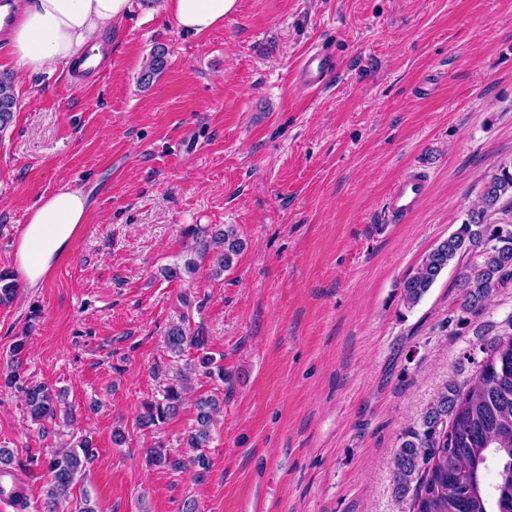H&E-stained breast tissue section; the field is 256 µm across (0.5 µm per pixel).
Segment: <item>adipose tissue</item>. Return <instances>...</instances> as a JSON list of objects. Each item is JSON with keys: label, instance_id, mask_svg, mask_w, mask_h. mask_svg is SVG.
Segmentation results:
<instances>
[{"label": "adipose tissue", "instance_id": "ef3b65f1", "mask_svg": "<svg viewBox=\"0 0 512 512\" xmlns=\"http://www.w3.org/2000/svg\"><path fill=\"white\" fill-rule=\"evenodd\" d=\"M130 8L131 0H25L8 32V49L27 73L47 72L60 63L78 65L87 51L106 46V31ZM236 8L237 0H166L175 27L196 36L223 25ZM90 215L87 197L76 190L57 191L32 209L16 249L29 287H39Z\"/></svg>", "mask_w": 512, "mask_h": 512}]
</instances>
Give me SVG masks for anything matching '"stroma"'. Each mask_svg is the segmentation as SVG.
<instances>
[{"instance_id":"obj_1","label":"stroma","mask_w":512,"mask_h":512,"mask_svg":"<svg viewBox=\"0 0 512 512\" xmlns=\"http://www.w3.org/2000/svg\"><path fill=\"white\" fill-rule=\"evenodd\" d=\"M109 60L17 71L18 108L0 134V270L30 208L60 189L87 195L76 232L36 289L0 306V363L27 335L22 369L64 391L96 458L59 502L89 494L97 512H403L392 461L448 380L469 384L484 358L478 329H512V288L460 314L446 272L414 308L403 280L446 239L512 163V0H238L210 34L182 33L163 0H133L113 25ZM169 66L137 84L155 45ZM312 50L338 70L320 90L295 79ZM431 176L405 222L387 220L389 188L411 168ZM235 225L246 249L232 268L169 280L190 227ZM198 332L224 366L199 378L183 408L144 429V401L196 357L172 356L171 325ZM224 401L210 469L153 467L174 457L198 398ZM122 428L126 440L115 444ZM57 425L31 423L0 391V448L26 512H46L44 459Z\"/></svg>"}]
</instances>
